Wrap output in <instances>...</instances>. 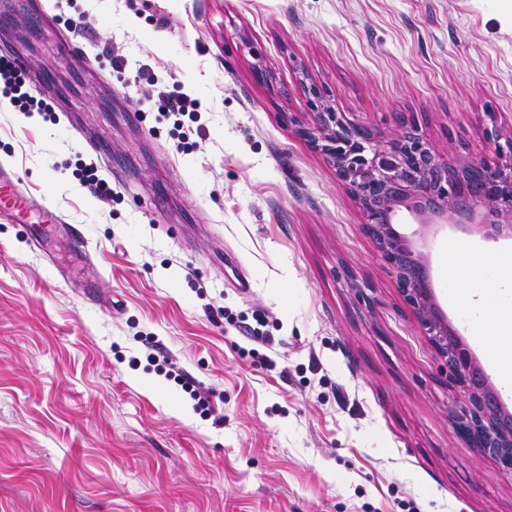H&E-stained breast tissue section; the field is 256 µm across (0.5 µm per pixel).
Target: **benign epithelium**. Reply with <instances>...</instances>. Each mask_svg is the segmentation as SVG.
Wrapping results in <instances>:
<instances>
[{
  "mask_svg": "<svg viewBox=\"0 0 512 512\" xmlns=\"http://www.w3.org/2000/svg\"><path fill=\"white\" fill-rule=\"evenodd\" d=\"M307 103L317 125L300 126L297 134L325 156L350 191L405 303L462 388L453 420L458 435L512 476V412L438 307L425 255L395 228L404 209L420 224H450L486 241H512V135H503L488 113L483 134L493 153L476 162L451 150L442 155L413 119L390 132L350 123L315 85L308 87Z\"/></svg>",
  "mask_w": 512,
  "mask_h": 512,
  "instance_id": "1",
  "label": "benign epithelium"
}]
</instances>
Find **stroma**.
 Returning a JSON list of instances; mask_svg holds the SVG:
<instances>
[{"mask_svg":"<svg viewBox=\"0 0 512 512\" xmlns=\"http://www.w3.org/2000/svg\"><path fill=\"white\" fill-rule=\"evenodd\" d=\"M1 54L54 118L0 103V162L63 225L0 219V512H512L359 207L295 132L316 84L351 122L412 117L491 157L512 0H0ZM183 92L199 122L158 121ZM90 161L112 198L76 177ZM397 229L512 409L474 329L512 322V243L404 211Z\"/></svg>","mask_w":512,"mask_h":512,"instance_id":"1","label":"stroma"}]
</instances>
